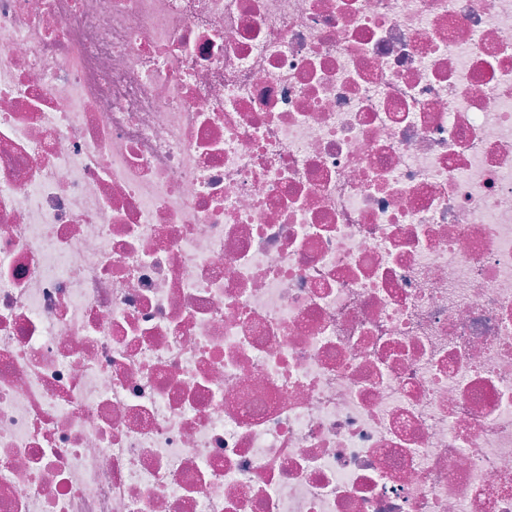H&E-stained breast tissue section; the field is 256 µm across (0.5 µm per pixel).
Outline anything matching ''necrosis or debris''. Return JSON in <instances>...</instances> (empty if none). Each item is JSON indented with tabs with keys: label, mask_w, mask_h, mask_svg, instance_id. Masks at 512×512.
<instances>
[{
	"label": "necrosis or debris",
	"mask_w": 512,
	"mask_h": 512,
	"mask_svg": "<svg viewBox=\"0 0 512 512\" xmlns=\"http://www.w3.org/2000/svg\"><path fill=\"white\" fill-rule=\"evenodd\" d=\"M0 512H512V0H0Z\"/></svg>",
	"instance_id": "obj_1"
}]
</instances>
